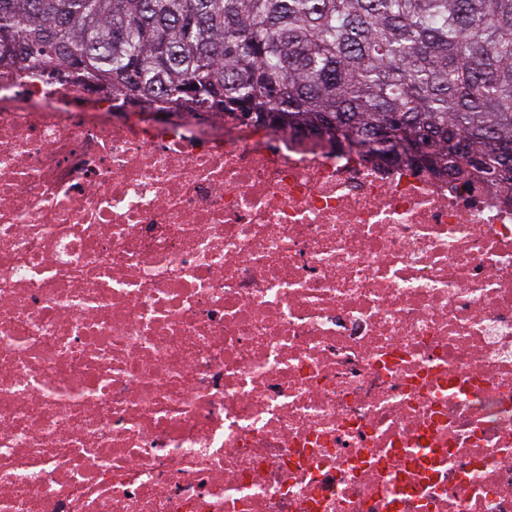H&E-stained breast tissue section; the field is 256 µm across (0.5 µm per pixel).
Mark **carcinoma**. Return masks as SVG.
Returning a JSON list of instances; mask_svg holds the SVG:
<instances>
[{"label":"carcinoma","instance_id":"carcinoma-1","mask_svg":"<svg viewBox=\"0 0 512 512\" xmlns=\"http://www.w3.org/2000/svg\"><path fill=\"white\" fill-rule=\"evenodd\" d=\"M137 105L255 124L382 133V161L512 202V0H0V62Z\"/></svg>","mask_w":512,"mask_h":512}]
</instances>
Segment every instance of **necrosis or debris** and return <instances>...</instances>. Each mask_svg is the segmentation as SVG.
Instances as JSON below:
<instances>
[{
	"mask_svg": "<svg viewBox=\"0 0 512 512\" xmlns=\"http://www.w3.org/2000/svg\"><path fill=\"white\" fill-rule=\"evenodd\" d=\"M0 512H512V204L1 66Z\"/></svg>",
	"mask_w": 512,
	"mask_h": 512,
	"instance_id": "necrosis-or-debris-1",
	"label": "necrosis or debris"
}]
</instances>
